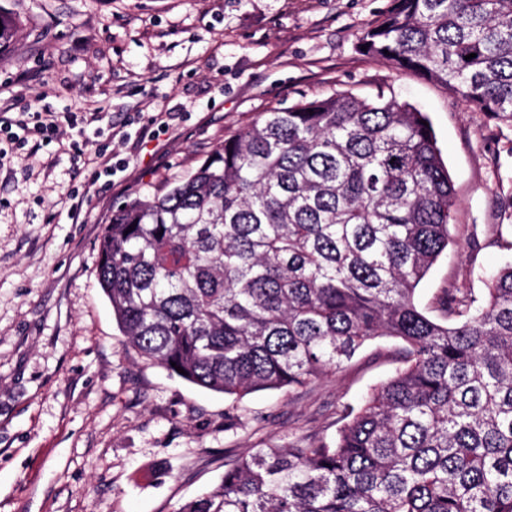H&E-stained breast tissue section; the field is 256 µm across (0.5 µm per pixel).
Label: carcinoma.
<instances>
[{
    "label": "carcinoma",
    "mask_w": 512,
    "mask_h": 512,
    "mask_svg": "<svg viewBox=\"0 0 512 512\" xmlns=\"http://www.w3.org/2000/svg\"><path fill=\"white\" fill-rule=\"evenodd\" d=\"M394 2L362 55L512 124V0ZM15 32L0 12V47ZM423 120L382 93L275 108L112 211L97 279L126 344L231 398L236 418L252 393L400 341L395 374L343 406L335 437L229 450L220 484L179 512H512V263L482 298L449 289L436 316L417 304L456 207Z\"/></svg>",
    "instance_id": "1"
}]
</instances>
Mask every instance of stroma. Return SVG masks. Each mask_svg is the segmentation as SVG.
I'll return each mask as SVG.
<instances>
[{"mask_svg":"<svg viewBox=\"0 0 512 512\" xmlns=\"http://www.w3.org/2000/svg\"><path fill=\"white\" fill-rule=\"evenodd\" d=\"M392 6L0 0L18 24L0 49V102L102 112L101 139L125 162L91 182L67 134L0 157V512H178L220 483L225 449L334 437L337 408L393 374L397 342L379 338L313 389L246 397L249 415L232 424L229 398L146 363L116 325L97 280L113 205L194 170L269 108L382 91L427 115L458 207L454 245L417 288L421 306L447 288L482 295L484 272L512 261V125L358 52ZM137 112L164 128L126 137Z\"/></svg>","mask_w":512,"mask_h":512,"instance_id":"stroma-1","label":"stroma"}]
</instances>
